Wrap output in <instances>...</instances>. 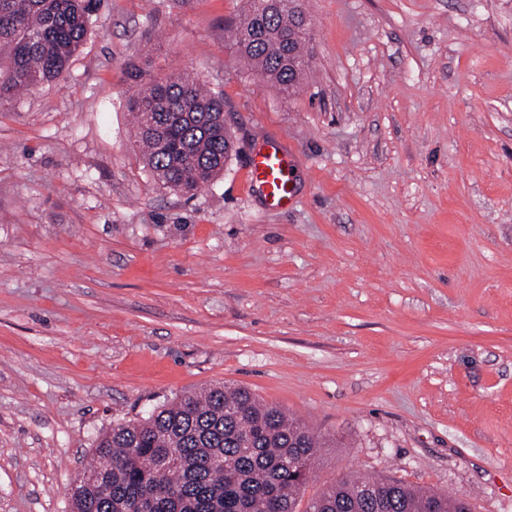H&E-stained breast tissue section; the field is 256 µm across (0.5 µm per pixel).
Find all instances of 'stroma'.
<instances>
[{"label": "stroma", "mask_w": 512, "mask_h": 512, "mask_svg": "<svg viewBox=\"0 0 512 512\" xmlns=\"http://www.w3.org/2000/svg\"><path fill=\"white\" fill-rule=\"evenodd\" d=\"M281 94L246 0H101L64 78L0 106V512H71L99 434L244 387L329 440L303 497L382 477L512 512V0H300ZM224 95L214 183L164 188L127 108ZM297 160L296 203L244 188ZM258 1H248L249 8L234 30L236 48L271 84L290 96L304 73L308 24L297 0H286L268 15L259 13ZM288 47L295 53L293 68L288 67ZM295 155L276 142H270L253 157L245 174L247 191H258L269 207L288 209L295 199Z\"/></svg>", "instance_id": "stroma-1"}]
</instances>
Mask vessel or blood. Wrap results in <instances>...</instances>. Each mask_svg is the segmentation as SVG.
<instances>
[{"mask_svg": "<svg viewBox=\"0 0 512 512\" xmlns=\"http://www.w3.org/2000/svg\"><path fill=\"white\" fill-rule=\"evenodd\" d=\"M295 166L296 158L291 151L278 143H268L254 155L245 174V187L259 192L269 207L288 208L295 199Z\"/></svg>", "mask_w": 512, "mask_h": 512, "instance_id": "b4317fda", "label": "vessel or blood"}]
</instances>
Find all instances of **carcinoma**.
I'll use <instances>...</instances> for the list:
<instances>
[{
  "label": "carcinoma",
  "instance_id": "cac0c4a2",
  "mask_svg": "<svg viewBox=\"0 0 512 512\" xmlns=\"http://www.w3.org/2000/svg\"><path fill=\"white\" fill-rule=\"evenodd\" d=\"M100 0H0V104L64 77ZM308 24L298 0L259 13L249 0L238 53L282 93L299 87ZM144 161L165 188L189 193L224 172L233 143L224 96L196 80H153L129 102ZM328 444L245 388L187 392L95 442L87 478L70 485L73 512H300L311 466ZM450 497L390 478L343 479L314 512H469Z\"/></svg>",
  "mask_w": 512,
  "mask_h": 512
}]
</instances>
